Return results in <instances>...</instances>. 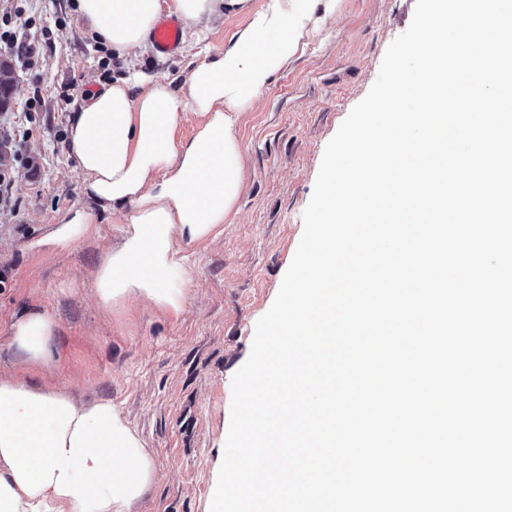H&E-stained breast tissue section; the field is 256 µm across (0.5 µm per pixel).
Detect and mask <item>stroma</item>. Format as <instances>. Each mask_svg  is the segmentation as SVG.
I'll return each instance as SVG.
<instances>
[{"mask_svg": "<svg viewBox=\"0 0 512 512\" xmlns=\"http://www.w3.org/2000/svg\"><path fill=\"white\" fill-rule=\"evenodd\" d=\"M415 0H340L307 40L303 55L277 73L240 114L245 187L238 214L207 244H181L186 302L164 316L146 301L109 315L91 292L107 249L121 238L130 208L89 198L68 148L74 102L123 72L74 0H0V19L20 21L34 49L17 55L14 102L34 100L33 135L0 115V138L14 154L15 183L0 195V377L67 387L82 401L111 399L153 453L159 479L135 512H210L223 458L232 378L245 364L257 321L273 304L303 234L324 150L373 86L389 45L412 20ZM248 22L244 12L185 24L179 52L138 50L151 75L187 77L197 53L215 56ZM94 216L92 233L60 250L37 246L72 208ZM57 323L52 358L35 372L22 361L12 324L29 311Z\"/></svg>", "mask_w": 512, "mask_h": 512, "instance_id": "35a3bbf8", "label": "stroma"}]
</instances>
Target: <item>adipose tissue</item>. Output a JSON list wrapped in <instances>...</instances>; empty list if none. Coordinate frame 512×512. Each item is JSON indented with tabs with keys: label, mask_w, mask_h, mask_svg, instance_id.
Returning <instances> with one entry per match:
<instances>
[{
	"label": "adipose tissue",
	"mask_w": 512,
	"mask_h": 512,
	"mask_svg": "<svg viewBox=\"0 0 512 512\" xmlns=\"http://www.w3.org/2000/svg\"><path fill=\"white\" fill-rule=\"evenodd\" d=\"M339 0H76L79 21L117 56L143 47L168 11L188 22L249 11L222 53L192 69L185 86L142 72L120 73L77 103L69 149L85 191L132 206L122 242L109 249L92 290L111 312L134 298L164 314L186 300L174 284L184 268L176 240L200 243L237 213L245 173L239 116L270 78L305 47ZM196 134L176 136L185 109ZM56 323L35 311L13 324V343L32 368L52 355ZM157 478L153 455L111 399L79 402L66 388L0 378V512H132Z\"/></svg>",
	"instance_id": "obj_1"
}]
</instances>
